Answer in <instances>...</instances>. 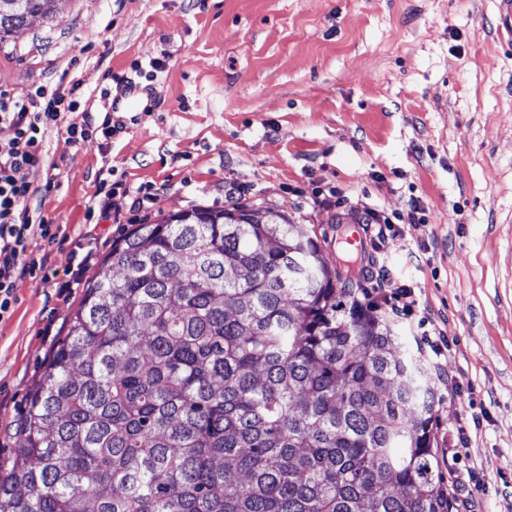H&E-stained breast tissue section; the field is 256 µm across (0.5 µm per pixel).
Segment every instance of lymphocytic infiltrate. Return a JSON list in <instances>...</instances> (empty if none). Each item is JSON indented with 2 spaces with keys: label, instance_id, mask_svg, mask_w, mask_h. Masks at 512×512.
<instances>
[{
  "label": "lymphocytic infiltrate",
  "instance_id": "1",
  "mask_svg": "<svg viewBox=\"0 0 512 512\" xmlns=\"http://www.w3.org/2000/svg\"><path fill=\"white\" fill-rule=\"evenodd\" d=\"M76 105V100L46 87L23 95L0 90V320L12 312L19 254L33 236L50 243L58 236V226L30 206L35 191L27 173L45 160L48 130L63 129L72 145L87 141V128L64 122L66 112ZM369 278L373 294L381 298L389 316L407 315L403 300L411 292L410 285L392 280L380 268L371 269Z\"/></svg>",
  "mask_w": 512,
  "mask_h": 512
}]
</instances>
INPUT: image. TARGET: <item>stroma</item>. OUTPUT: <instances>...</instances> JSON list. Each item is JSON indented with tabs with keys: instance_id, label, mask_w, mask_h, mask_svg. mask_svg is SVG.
I'll return each mask as SVG.
<instances>
[{
	"instance_id": "stroma-1",
	"label": "stroma",
	"mask_w": 512,
	"mask_h": 512,
	"mask_svg": "<svg viewBox=\"0 0 512 512\" xmlns=\"http://www.w3.org/2000/svg\"><path fill=\"white\" fill-rule=\"evenodd\" d=\"M42 84L75 95L66 123L108 115L117 129L78 146L50 131L28 173L60 232L19 255L0 320V458L83 282L137 221L271 207L340 273V240L371 207L393 225L361 257L412 288L410 320L390 326L437 393L444 482L453 494L483 483L475 512H512V41L498 0H56L0 42V89ZM108 182L149 187L141 217L109 207ZM80 248L92 256L81 272ZM35 258L48 280L27 275ZM472 413L449 465L456 422Z\"/></svg>"
}]
</instances>
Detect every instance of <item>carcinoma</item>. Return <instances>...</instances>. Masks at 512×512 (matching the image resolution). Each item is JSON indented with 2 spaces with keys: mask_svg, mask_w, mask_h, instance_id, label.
I'll list each match as a JSON object with an SVG mask.
<instances>
[{
  "mask_svg": "<svg viewBox=\"0 0 512 512\" xmlns=\"http://www.w3.org/2000/svg\"><path fill=\"white\" fill-rule=\"evenodd\" d=\"M55 0H0V35ZM280 212L112 242L26 399L0 512H454L436 393Z\"/></svg>",
  "mask_w": 512,
  "mask_h": 512,
  "instance_id": "obj_1",
  "label": "carcinoma"
}]
</instances>
